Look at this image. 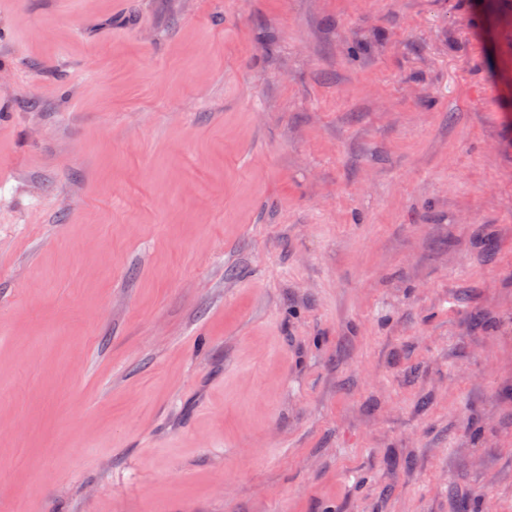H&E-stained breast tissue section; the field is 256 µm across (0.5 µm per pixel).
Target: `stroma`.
Masks as SVG:
<instances>
[{"label": "stroma", "instance_id": "1", "mask_svg": "<svg viewBox=\"0 0 512 512\" xmlns=\"http://www.w3.org/2000/svg\"><path fill=\"white\" fill-rule=\"evenodd\" d=\"M0 512H512V0H0Z\"/></svg>", "mask_w": 512, "mask_h": 512}]
</instances>
